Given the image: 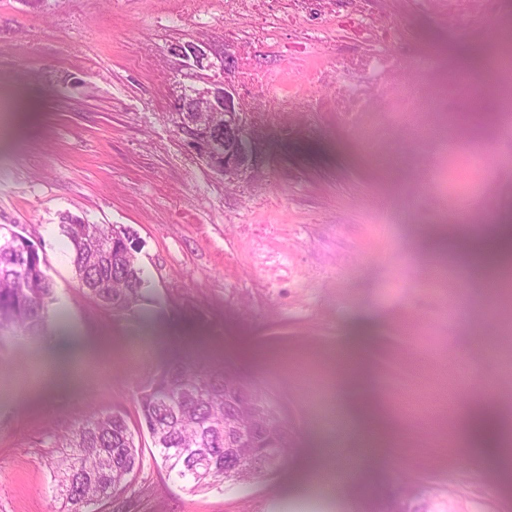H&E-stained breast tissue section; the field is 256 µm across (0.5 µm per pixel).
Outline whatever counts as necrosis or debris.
I'll use <instances>...</instances> for the list:
<instances>
[{
	"label": "necrosis or debris",
	"mask_w": 512,
	"mask_h": 512,
	"mask_svg": "<svg viewBox=\"0 0 512 512\" xmlns=\"http://www.w3.org/2000/svg\"><path fill=\"white\" fill-rule=\"evenodd\" d=\"M382 0H287L273 20L264 17V0H224V15L251 18L255 38L271 40L273 29L298 30L299 39L288 49L290 68L253 71L244 68L243 79L255 96H277L282 112H338L356 127L384 112L428 111L432 91L427 77L433 62H405L402 48L408 38L381 19ZM358 44L355 55L327 49L334 40ZM308 66L306 87H294V69ZM329 85L327 98L314 90Z\"/></svg>",
	"instance_id": "4bbe7bcc"
}]
</instances>
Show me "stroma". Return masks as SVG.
<instances>
[{
  "label": "stroma",
  "mask_w": 512,
  "mask_h": 512,
  "mask_svg": "<svg viewBox=\"0 0 512 512\" xmlns=\"http://www.w3.org/2000/svg\"><path fill=\"white\" fill-rule=\"evenodd\" d=\"M413 58L443 69L498 48L497 34L455 29L466 15L394 12ZM222 0H0V224L44 258L64 321L41 342L0 344V512H59L50 456L89 409L123 413L142 450L130 486L100 512H377L402 489L422 512H512V474L457 439L474 374L512 423V285L493 290L426 248L448 225L480 234L512 221V162L498 150L512 112L470 113L448 88L440 114L386 115L368 131L332 112H242L255 162L228 181L188 151L171 117L196 83L172 48L248 53L287 67L266 43L225 39ZM445 127L446 152L408 129ZM487 150L482 183L461 157ZM137 234L148 295L114 315L81 290L64 215ZM459 304L458 320L446 312ZM175 355L237 366L285 424L277 472L189 492L169 476L140 417V384ZM379 406L395 440L364 457L338 438L347 406ZM359 459L333 501L301 498L315 449Z\"/></svg>",
  "instance_id": "1"
}]
</instances>
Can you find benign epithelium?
I'll return each mask as SVG.
<instances>
[{"mask_svg": "<svg viewBox=\"0 0 512 512\" xmlns=\"http://www.w3.org/2000/svg\"><path fill=\"white\" fill-rule=\"evenodd\" d=\"M174 54L185 66L199 71L218 67L227 74L232 71L234 62L229 53L217 57L214 62L203 47L194 42L182 44ZM171 116L185 146L213 171L227 179H235L252 167L253 149L244 135L236 90L229 80L204 77L200 85L180 86ZM257 414L256 423L248 427H240L230 418H224V447L264 448L266 452L258 466L278 468L282 465L279 456L268 450L273 417L261 410Z\"/></svg>", "mask_w": 512, "mask_h": 512, "instance_id": "benign-epithelium-1", "label": "benign epithelium"}]
</instances>
